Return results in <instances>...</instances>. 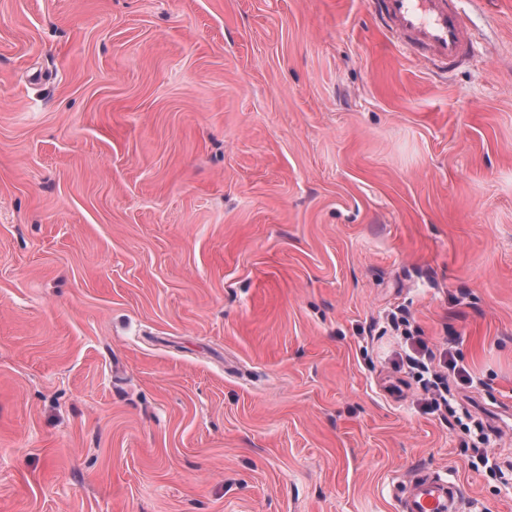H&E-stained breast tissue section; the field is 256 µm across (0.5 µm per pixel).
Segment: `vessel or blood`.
Masks as SVG:
<instances>
[{
    "label": "vessel or blood",
    "mask_w": 512,
    "mask_h": 512,
    "mask_svg": "<svg viewBox=\"0 0 512 512\" xmlns=\"http://www.w3.org/2000/svg\"><path fill=\"white\" fill-rule=\"evenodd\" d=\"M372 13L399 45L438 68L467 56L465 22L448 0H370ZM458 485L439 476L415 475L398 503V512H461Z\"/></svg>",
    "instance_id": "b4317fda"
}]
</instances>
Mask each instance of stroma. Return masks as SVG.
Masks as SVG:
<instances>
[{
  "mask_svg": "<svg viewBox=\"0 0 512 512\" xmlns=\"http://www.w3.org/2000/svg\"><path fill=\"white\" fill-rule=\"evenodd\" d=\"M459 7L442 72L367 0H0V512H512V0ZM409 325L406 316L392 315V328L400 332V336L410 344L411 352L406 353L405 358L409 366L415 370V377L423 396V405L429 410H439L442 406L453 409L448 399V375L464 378L467 373L465 368L458 365L447 349L440 352L435 365L437 355L426 343L411 336ZM462 492L441 476L415 475L398 502L399 512H460Z\"/></svg>",
  "mask_w": 512,
  "mask_h": 512,
  "instance_id": "35a3bbf8",
  "label": "stroma"
}]
</instances>
